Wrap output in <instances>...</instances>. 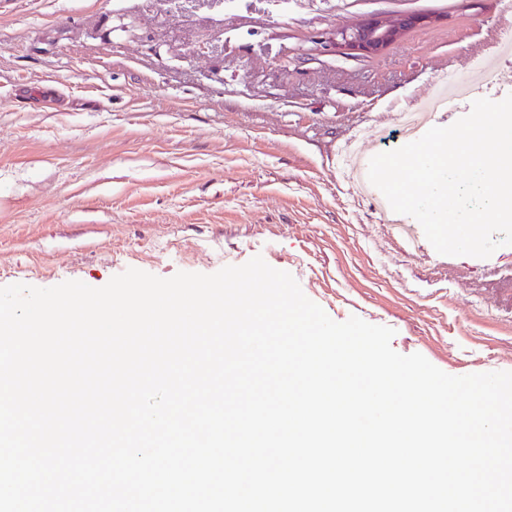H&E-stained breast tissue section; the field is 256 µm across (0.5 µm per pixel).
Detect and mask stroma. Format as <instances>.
<instances>
[{"mask_svg": "<svg viewBox=\"0 0 512 512\" xmlns=\"http://www.w3.org/2000/svg\"><path fill=\"white\" fill-rule=\"evenodd\" d=\"M426 14L381 55L336 30ZM503 0H0V286L212 274L262 256L334 321L395 329L447 374L512 371V246L391 235L338 166L437 80L512 94ZM493 62L497 82L472 72Z\"/></svg>", "mask_w": 512, "mask_h": 512, "instance_id": "35a3bbf8", "label": "stroma"}]
</instances>
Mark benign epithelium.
<instances>
[{"label":"benign epithelium","instance_id":"7a95c632","mask_svg":"<svg viewBox=\"0 0 512 512\" xmlns=\"http://www.w3.org/2000/svg\"><path fill=\"white\" fill-rule=\"evenodd\" d=\"M429 21L427 15L374 16L359 26L336 33L345 49L377 56L397 42L409 29Z\"/></svg>","mask_w":512,"mask_h":512}]
</instances>
